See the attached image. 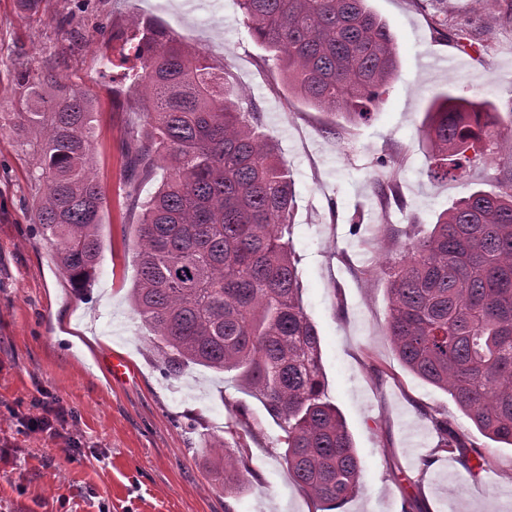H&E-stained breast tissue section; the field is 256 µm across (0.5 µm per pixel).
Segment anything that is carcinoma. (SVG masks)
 <instances>
[{
	"label": "carcinoma",
	"instance_id": "obj_1",
	"mask_svg": "<svg viewBox=\"0 0 512 512\" xmlns=\"http://www.w3.org/2000/svg\"><path fill=\"white\" fill-rule=\"evenodd\" d=\"M244 23L288 91L348 122H364L398 78L396 39L369 0H237ZM512 23V0H478ZM461 49L466 29L436 19ZM144 59L132 93L147 125L128 146L131 172L162 182L135 224L130 298L159 362L237 372L283 432L288 473L314 506L353 496L362 466L327 395L320 337L302 303L292 244L294 178L260 131L257 107L230 73L152 20L112 34ZM14 111L0 113L30 161L33 223L55 247L71 287H92L104 242L106 197L93 173V106L50 73H15ZM422 137L428 173L448 178L512 162L496 113L450 91L435 97ZM386 335L401 364L444 391L493 442L512 447V169L498 192L474 190L418 230L387 267ZM437 451L482 465L484 451L436 424ZM224 454V492L239 489L246 445Z\"/></svg>",
	"mask_w": 512,
	"mask_h": 512
}]
</instances>
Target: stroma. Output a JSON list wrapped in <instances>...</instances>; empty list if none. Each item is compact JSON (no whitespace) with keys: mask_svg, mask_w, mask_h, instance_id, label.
<instances>
[{"mask_svg":"<svg viewBox=\"0 0 512 512\" xmlns=\"http://www.w3.org/2000/svg\"><path fill=\"white\" fill-rule=\"evenodd\" d=\"M371 4L396 36L399 78L368 121L335 137L328 132L335 116L290 95L265 65L237 0H89L78 14L70 0H42L35 19L18 0H0V91H12L23 65L85 90L99 125L93 171L107 198L98 275L79 292L32 221L29 163L15 135L0 131V512L313 509L288 474L282 431L262 404L231 372L165 373L129 300L132 203L160 184L129 177L127 145L141 135L142 120L112 65V34L136 16L160 22L228 69L293 172L303 305L320 335L328 394L362 465L358 492L337 512H512V449L484 437L448 394L402 367L385 332L382 272L412 225L429 228L472 188L497 186L493 170L430 179L419 130L433 97L448 90L492 102L499 134L512 136V27L495 25L474 0H446L486 48L464 53L440 34L431 0ZM448 55L461 69L430 66V58ZM381 154L394 156L397 167L376 171ZM380 180L392 184L389 195L378 193ZM114 357L125 360L124 376L111 377ZM44 392L74 411L69 438L23 429ZM242 417L253 433L248 470L241 492L229 497L218 464ZM439 420L487 449L483 469L469 473L458 456L437 451Z\"/></svg>","mask_w":512,"mask_h":512,"instance_id":"obj_1","label":"stroma"}]
</instances>
